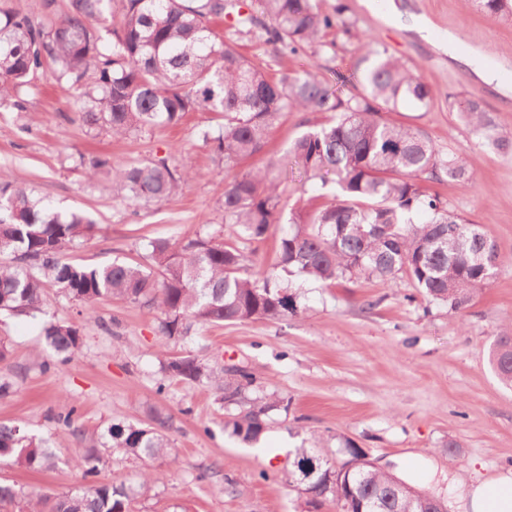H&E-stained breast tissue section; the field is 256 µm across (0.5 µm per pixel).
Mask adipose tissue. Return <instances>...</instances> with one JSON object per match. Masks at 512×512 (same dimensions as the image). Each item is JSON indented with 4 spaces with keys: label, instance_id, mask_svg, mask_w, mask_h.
Wrapping results in <instances>:
<instances>
[{
    "label": "adipose tissue",
    "instance_id": "obj_1",
    "mask_svg": "<svg viewBox=\"0 0 512 512\" xmlns=\"http://www.w3.org/2000/svg\"><path fill=\"white\" fill-rule=\"evenodd\" d=\"M448 484L456 512H512V469L485 479L452 476Z\"/></svg>",
    "mask_w": 512,
    "mask_h": 512
}]
</instances>
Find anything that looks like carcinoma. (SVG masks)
I'll use <instances>...</instances> for the list:
<instances>
[{
    "label": "carcinoma",
    "mask_w": 512,
    "mask_h": 512,
    "mask_svg": "<svg viewBox=\"0 0 512 512\" xmlns=\"http://www.w3.org/2000/svg\"><path fill=\"white\" fill-rule=\"evenodd\" d=\"M112 0H42L37 13L0 8V100L32 84L48 65L74 91L79 119L90 130L115 138L158 126L176 125L187 112H222L224 124L204 138L224 163V223L244 239H265L283 223L277 167L299 169L305 181L327 183L336 194L288 219L280 239L277 270L249 274L252 256L211 235L173 245L150 242L149 267L114 260L107 265L69 262L65 252L88 239L97 224L88 216H62L34 192L0 178V312L35 317L45 313L54 288L93 312L103 298L160 310L158 332L167 342L189 336L196 326L231 325L252 319L277 321L303 313L301 295L282 276L325 285L339 278H375L394 283L407 274L420 295L458 310L484 288L512 257L501 252L479 224H470L423 190L421 180L443 177L471 181V158L440 154L417 130L386 114L404 103L427 109L433 92L405 63L367 35L353 34L361 56L352 79L361 91L341 97L310 70L271 75L263 63L241 55L232 39L211 29L228 17L236 0H121L112 44L100 42L93 23ZM490 16L512 22V0H463ZM253 13L236 19L234 34L255 33L275 49L303 46L323 51L328 31L341 23L343 7L323 12L318 0H253ZM322 112L327 120L294 141L287 156L250 170L247 160L264 153L270 131L287 112ZM460 118L481 138L512 144V133L494 125L476 96L460 103ZM87 178L106 174L113 198L128 205L161 203L178 195L196 174L167 157L112 166V158H90ZM47 343L56 359L49 371L68 364L83 345L81 328L51 322ZM500 382L512 387V332L488 350ZM170 378L206 381L220 392L232 415L231 434L255 441L270 414L288 411L284 399L260 393L241 364L217 370L197 358L173 356L163 364ZM170 416L154 411L147 424L113 423L102 445L138 459L171 456ZM347 459L333 466L310 449H294L288 482L296 484L311 509L324 503L336 512H448V499L419 491L389 471L370 465L361 449L346 446ZM0 459L42 471L55 466L45 442L16 425L0 424ZM101 457L93 448L76 460L86 485L79 493L27 494L0 484V512L25 497L30 512H134L141 492L97 480Z\"/></svg>",
    "instance_id": "obj_1"
}]
</instances>
